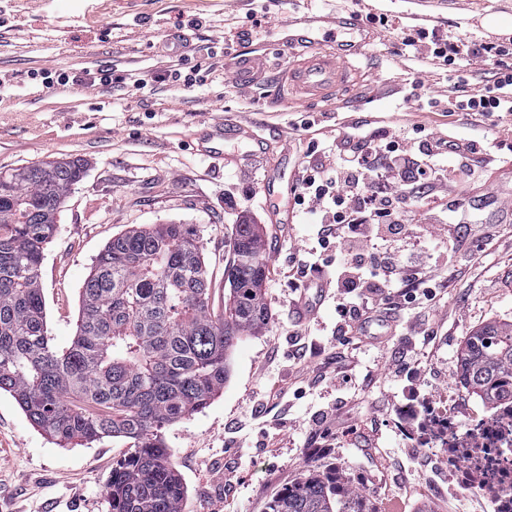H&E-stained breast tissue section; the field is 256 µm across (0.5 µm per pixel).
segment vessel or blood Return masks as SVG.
I'll return each instance as SVG.
<instances>
[{"label":"vessel or blood","instance_id":"obj_1","mask_svg":"<svg viewBox=\"0 0 512 512\" xmlns=\"http://www.w3.org/2000/svg\"><path fill=\"white\" fill-rule=\"evenodd\" d=\"M363 9L336 16L337 33L342 36L335 49L322 48L317 32L310 27L288 33L291 44L301 46L302 58L286 68L278 86L279 99L298 94L300 99L325 100L341 90L348 81L355 56L363 53L375 39L373 30L363 21ZM227 67L233 83L248 89L265 78L263 56L234 51L227 54Z\"/></svg>","mask_w":512,"mask_h":512}]
</instances>
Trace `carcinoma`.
<instances>
[{
  "instance_id": "cac0c4a2",
  "label": "carcinoma",
  "mask_w": 512,
  "mask_h": 512,
  "mask_svg": "<svg viewBox=\"0 0 512 512\" xmlns=\"http://www.w3.org/2000/svg\"><path fill=\"white\" fill-rule=\"evenodd\" d=\"M82 159L20 166L0 176V392L67 448L123 438L112 466L110 512H181L187 489L162 430L207 407L224 389L240 337L270 319L263 293L265 240L239 224L224 312L209 308L210 281L188 224L133 225L97 255L81 288L71 344L48 335L40 267L60 208L85 174ZM466 391L494 405L512 390V321L473 329L459 351ZM267 512H375L356 487L309 471Z\"/></svg>"
}]
</instances>
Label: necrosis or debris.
I'll return each instance as SVG.
<instances>
[{"mask_svg":"<svg viewBox=\"0 0 512 512\" xmlns=\"http://www.w3.org/2000/svg\"><path fill=\"white\" fill-rule=\"evenodd\" d=\"M415 444L437 451V464L463 494L465 512H512V397L490 410L443 399L413 404Z\"/></svg>","mask_w":512,"mask_h":512,"instance_id":"4bbe7bcc","label":"necrosis or debris"}]
</instances>
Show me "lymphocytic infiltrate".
<instances>
[{
	"mask_svg": "<svg viewBox=\"0 0 512 512\" xmlns=\"http://www.w3.org/2000/svg\"><path fill=\"white\" fill-rule=\"evenodd\" d=\"M427 40L430 54L448 62L454 72H465L477 58L493 60L492 86L473 94L462 109L490 114L512 112V50L493 43L470 41L461 45L439 35L405 37L408 47ZM348 153L337 156L333 167H315L295 188L303 205L318 224L317 243L305 248L301 272L331 266L330 287L336 290V333L365 335L370 321H386L399 304L434 301L440 282L437 273L447 266L448 252L416 239L403 219L413 194L431 195L443 173L433 147H426L425 164L397 166L398 143L378 148L365 133ZM385 365L395 385L419 391L430 385V368L415 341L396 348Z\"/></svg>",
	"mask_w": 512,
	"mask_h": 512,
	"instance_id": "lymphocytic-infiltrate-1",
	"label": "lymphocytic infiltrate"
}]
</instances>
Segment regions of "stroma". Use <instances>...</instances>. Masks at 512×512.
I'll list each match as a JSON object with an SVG mask.
<instances>
[{"mask_svg":"<svg viewBox=\"0 0 512 512\" xmlns=\"http://www.w3.org/2000/svg\"><path fill=\"white\" fill-rule=\"evenodd\" d=\"M379 0L367 23L383 42L357 61L341 100L270 107L263 89L243 91L225 77V48L245 42L273 71L294 58L288 24L352 0H0V170L65 157L86 163L45 245L40 279L51 336L70 344L80 291L95 257L137 224L173 221L197 232L212 279L209 305L222 313L224 266L236 224L260 225L268 256L263 284L271 320L241 337L224 389L203 410L166 427L163 439L187 487L183 512H266L267 502L308 468H341L377 512H452L431 495V473L399 428L402 400L384 383L386 348L357 347L336 333V301L325 298L304 321L290 312L295 291L315 297V273L297 272L301 243L318 227L294 204L306 171L332 166L337 148L364 130L400 136L412 158L427 140L455 142L447 186L411 202L413 228L448 220L449 203L475 217L451 262L435 308L410 310L411 329L432 330L427 361L458 383L457 352L476 327L512 320V114L451 111L492 85L493 66L473 60L466 82L404 37L434 30L449 41L500 44L486 16L512 23V0ZM108 69L110 83L58 85ZM199 70L188 87L168 70ZM146 84L135 87L134 79ZM219 123L248 126L204 155ZM352 381L337 391V369ZM346 405L337 426H357L367 443H334L314 426L317 411ZM129 451L122 439L62 448L35 429L9 394L0 393V512H108L112 466Z\"/></svg>","mask_w":512,"mask_h":512,"instance_id":"1","label":"stroma"}]
</instances>
